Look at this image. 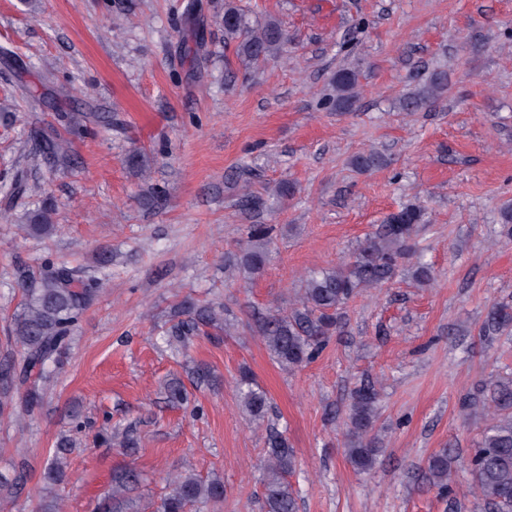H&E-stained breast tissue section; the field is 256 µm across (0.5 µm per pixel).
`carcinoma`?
<instances>
[{
	"mask_svg": "<svg viewBox=\"0 0 512 512\" xmlns=\"http://www.w3.org/2000/svg\"><path fill=\"white\" fill-rule=\"evenodd\" d=\"M224 43L234 46L236 56L249 64H259L278 53L288 44V33L273 17L251 25L236 5H224ZM358 71L342 68L333 76L335 95L328 107L349 112L358 99ZM448 90L447 73L432 72L415 92L405 96L401 108L414 112L424 104L438 99ZM42 152L56 157L66 155L68 140L57 130L33 133ZM383 162L381 155L359 153L351 163L360 171H369ZM14 190L40 199L33 214L30 232L47 237L55 231L51 224L52 204L42 197L40 187L17 181ZM424 207L419 203L401 206L391 213L383 227L361 242L349 259L330 269L310 272L303 280L298 300L287 309L277 308L254 314L256 333L261 336L274 360L284 368H298L313 360L326 340L341 323L342 309L363 286H378L391 280L399 268L415 256L413 235L422 223ZM273 228L268 224L248 227L247 245L233 258L230 268L249 279L255 278L266 265L268 241ZM104 276L94 272L82 279L74 277L65 266L48 264L39 275L31 278L24 288L25 300L21 312L14 318L11 339L24 350L21 363L0 370L8 378L7 386L23 391V406L31 411L42 403L45 383L51 372L62 362L69 349L72 333L81 313L103 290ZM177 321L168 332L167 344L180 352L186 340L207 329L226 327L224 309L209 304L184 300L176 312ZM512 325V308L493 305L489 308L483 329L499 332ZM243 410L254 421H262L271 410L268 394L244 375L238 386ZM378 390L375 384L359 386L351 394L345 424L349 443L346 455L358 470H372L382 452L372 435L376 419ZM467 410L480 409L489 416L481 441L472 449L467 469L475 488L490 512H512V381L490 386L489 395L473 398L465 404ZM73 445L61 438L46 466L45 479L55 484L64 475L65 455ZM267 461L264 481L265 512H297V501L288 487L286 477L295 470V459L288 449L286 437L269 430L266 436ZM456 456L452 449L443 448L426 462L428 485L439 494H452ZM24 480V470L16 469L10 476L0 474V502L15 496ZM139 480V474L128 470L112 487V494L103 503L101 512H124L131 499L127 494ZM224 499V482L217 476L207 480L187 472L176 475L170 491L161 498L156 512H187Z\"/></svg>",
	"mask_w": 512,
	"mask_h": 512,
	"instance_id": "obj_1",
	"label": "carcinoma"
}]
</instances>
